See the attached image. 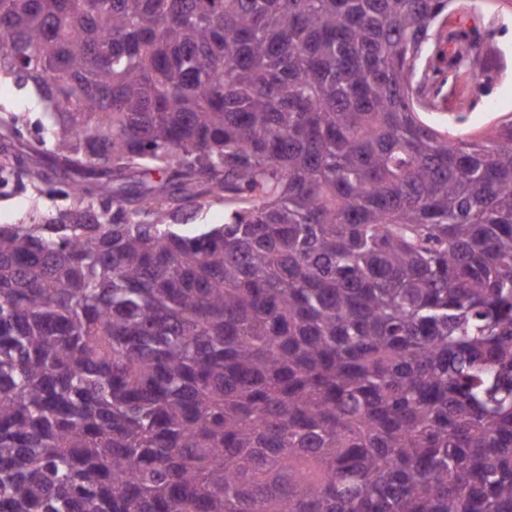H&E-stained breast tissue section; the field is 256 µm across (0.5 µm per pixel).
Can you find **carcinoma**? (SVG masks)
<instances>
[{"label": "carcinoma", "mask_w": 512, "mask_h": 512, "mask_svg": "<svg viewBox=\"0 0 512 512\" xmlns=\"http://www.w3.org/2000/svg\"><path fill=\"white\" fill-rule=\"evenodd\" d=\"M448 0H0V512H512V121ZM213 203L224 223L195 225ZM11 112H26L30 122L34 125L39 116L40 110L35 105V98L29 88H18L12 79H0V108ZM31 190L19 191L0 188V224H13L22 219L33 207Z\"/></svg>", "instance_id": "1"}]
</instances>
